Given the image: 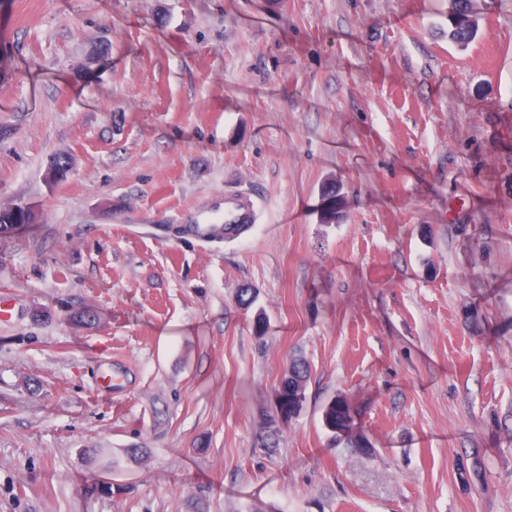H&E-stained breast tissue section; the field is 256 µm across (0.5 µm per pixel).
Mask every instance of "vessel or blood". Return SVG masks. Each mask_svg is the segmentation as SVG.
I'll return each mask as SVG.
<instances>
[{
    "label": "vessel or blood",
    "mask_w": 512,
    "mask_h": 512,
    "mask_svg": "<svg viewBox=\"0 0 512 512\" xmlns=\"http://www.w3.org/2000/svg\"><path fill=\"white\" fill-rule=\"evenodd\" d=\"M213 210V215L200 217L183 225L184 238L205 243H220L223 242L225 235H237L239 225L252 224L256 221L253 201L241 195H217Z\"/></svg>",
    "instance_id": "b4317fda"
}]
</instances>
